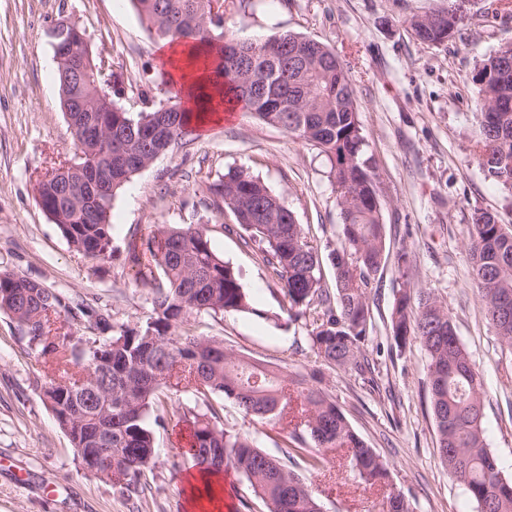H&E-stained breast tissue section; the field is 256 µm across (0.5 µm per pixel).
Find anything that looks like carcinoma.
I'll return each mask as SVG.
<instances>
[{"mask_svg": "<svg viewBox=\"0 0 512 512\" xmlns=\"http://www.w3.org/2000/svg\"><path fill=\"white\" fill-rule=\"evenodd\" d=\"M158 37L200 52L215 51L213 73L228 101L263 122L315 146L330 165L341 208V243L328 254L336 289L322 287L323 258L294 213L259 178L230 170L210 185L230 210L247 241L283 285L289 321L309 328V350L331 368L366 370L368 294L383 268L386 251L375 174L363 158L366 146L359 107L348 70L324 43L283 33L249 42L215 45L213 0H132ZM414 38L432 44L441 33L411 26ZM60 94L69 95L72 68L57 64ZM480 137L474 152L486 175L512 188V43L500 46L474 70ZM198 131L193 113L178 94L165 107L132 113L112 95V132L95 134L87 165L112 160V193L157 154ZM72 170L39 182L41 196L56 198L61 183L76 181ZM112 201L74 198L54 207L50 217L67 242L97 263L112 261ZM469 260L484 301L485 318L502 345L512 350V228L481 209L471 215ZM162 279L154 285L152 309L138 329H114L96 314L100 336L76 349L57 336L59 293L43 288L27 299L24 276L0 278V310L22 327L40 355L58 362L59 375L44 387V401L70 438L79 460L85 449L103 448L112 457L111 481L130 487L153 463L155 447L148 414L167 393L189 392L203 403L188 407L177 423L190 434L177 454L204 472H240L261 497L267 512H321L302 475L324 467L319 450L345 452L347 466L363 483L384 484L389 464L354 431L343 411L318 385L284 368L237 353L214 338L175 330L192 314L242 312L260 315L239 273L218 256L201 227H158L145 240ZM391 316L398 348L424 350L437 430L440 463L476 502L478 512H512V480L501 476L483 431L482 382L457 336L448 308L430 293L409 287L408 268ZM221 393L247 416L277 424L285 434L283 457H274L248 438L224 428V407L209 397ZM382 512H411L401 490H392Z\"/></svg>", "mask_w": 512, "mask_h": 512, "instance_id": "cac0c4a2", "label": "carcinoma"}]
</instances>
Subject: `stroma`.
Segmentation results:
<instances>
[{"instance_id": "stroma-1", "label": "stroma", "mask_w": 512, "mask_h": 512, "mask_svg": "<svg viewBox=\"0 0 512 512\" xmlns=\"http://www.w3.org/2000/svg\"><path fill=\"white\" fill-rule=\"evenodd\" d=\"M452 0H242L224 14L227 38H267L286 31L325 43L352 82L376 174L388 259L369 296L373 328L366 349L373 383L316 361L305 331L288 320L279 280L232 213L209 191L216 175L239 168L259 176L294 212L321 254L340 245V206L318 149L245 112L208 125L136 173L113 198L116 249L100 265L76 251L40 208L39 179L71 159L75 146L59 100L57 63L47 32L66 16L111 51L112 84L126 111L144 97L162 98L159 40L130 0H0V273H15L108 310L136 328L151 312L152 289L131 262L129 242L157 225L203 226L214 252L240 274L254 313L194 314L187 328L222 339L235 352L288 372L317 375L351 427L389 463L387 484L355 482L339 451L304 478L324 512H380L390 488L413 512H477L440 463L420 346L398 349L389 328L402 286L398 258L407 254L411 286L433 293L481 375L484 435L505 478L512 479V351L487 323L467 254L470 214L482 208L512 225V189L486 178L472 145L479 130L472 75L499 46L512 43V0L498 13L466 0V18L441 44L414 39L410 20ZM52 360L31 349L17 322L0 311V512H187L184 480L192 470L177 456L186 426L172 414L189 395L162 398L149 413L156 458L141 493L122 491L88 472L42 398ZM224 426L267 453L284 446L272 422L224 402ZM223 512H266L245 477L228 471Z\"/></svg>"}]
</instances>
